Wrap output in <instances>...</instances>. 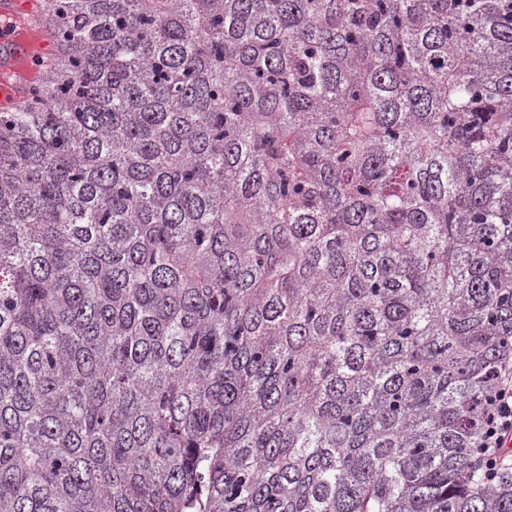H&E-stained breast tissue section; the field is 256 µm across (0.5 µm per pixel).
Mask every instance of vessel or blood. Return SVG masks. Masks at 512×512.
I'll return each instance as SVG.
<instances>
[{"label": "vessel or blood", "instance_id": "1", "mask_svg": "<svg viewBox=\"0 0 512 512\" xmlns=\"http://www.w3.org/2000/svg\"><path fill=\"white\" fill-rule=\"evenodd\" d=\"M39 4L30 0L27 8H19L18 0H0V106L10 107L37 79L28 64L29 43L17 35L18 27L27 25Z\"/></svg>", "mask_w": 512, "mask_h": 512}]
</instances>
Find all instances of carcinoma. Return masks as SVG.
<instances>
[{
    "mask_svg": "<svg viewBox=\"0 0 512 512\" xmlns=\"http://www.w3.org/2000/svg\"><path fill=\"white\" fill-rule=\"evenodd\" d=\"M0 110V512H512V0H42ZM482 442L483 454L487 457L488 470L494 472L497 463L512 469V360L500 367L498 390L486 414V431ZM504 448H511V454ZM510 458V463L504 459ZM490 468V469H489Z\"/></svg>",
    "mask_w": 512,
    "mask_h": 512,
    "instance_id": "cac0c4a2",
    "label": "carcinoma"
}]
</instances>
